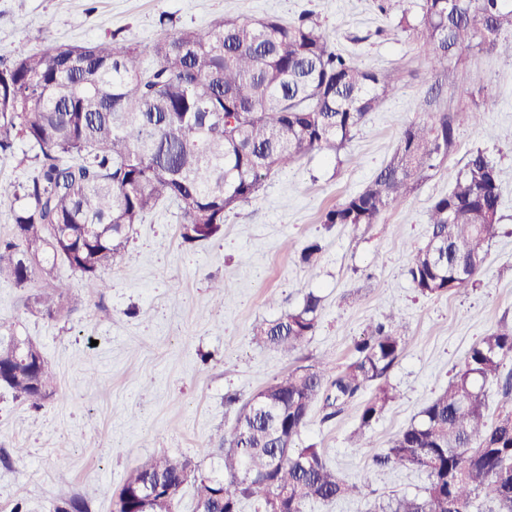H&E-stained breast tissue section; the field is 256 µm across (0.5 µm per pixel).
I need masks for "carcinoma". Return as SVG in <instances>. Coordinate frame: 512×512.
Instances as JSON below:
<instances>
[{"label": "carcinoma", "mask_w": 512, "mask_h": 512, "mask_svg": "<svg viewBox=\"0 0 512 512\" xmlns=\"http://www.w3.org/2000/svg\"><path fill=\"white\" fill-rule=\"evenodd\" d=\"M504 0H421L422 21L408 9L398 26L432 49L431 72L448 70L464 48L486 45L512 58V8ZM153 42L156 58L110 42L55 44L39 52L21 46L0 62V154L18 141L35 150L36 173L24 188L27 204L12 211L0 237V280L24 287L35 272L47 281L35 309L53 319L70 285L56 277L58 262L80 274L95 294L102 270L115 265L134 226L160 203L177 204L181 238L206 241L220 232L226 212L256 196L268 173L311 151L337 154L396 88L389 74L356 66L330 47L311 15L244 20L224 16L205 28L170 31ZM453 116L412 123L390 160L360 191L324 214L326 224L378 222L403 204L436 161L456 144ZM499 170L481 151L471 153L451 190L436 199L428 239L408 266L426 296L468 291L484 268L499 230ZM319 296L257 326L255 336L287 355L302 349L317 328ZM406 348L402 325L389 317L369 325L354 359L334 371L300 365L264 388L269 400L246 402L221 438L224 473L210 477L189 458L159 455L137 466L112 501L113 512H142L138 487H160L149 512H180V492L195 486L193 512H241L246 500L264 512H306L361 492L369 475L405 468L427 477L417 495L389 496L373 512H512V324L485 334L462 367L398 433L369 456L363 483H349L313 445L296 447L313 406L323 419L358 408L353 441L385 412L397 394L389 371ZM502 405L488 419L487 384ZM37 408L55 395V373L27 336L0 347V385ZM56 512H89L79 496Z\"/></svg>", "instance_id": "cac0c4a2"}]
</instances>
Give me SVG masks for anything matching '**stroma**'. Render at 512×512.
Instances as JSON below:
<instances>
[{"mask_svg": "<svg viewBox=\"0 0 512 512\" xmlns=\"http://www.w3.org/2000/svg\"><path fill=\"white\" fill-rule=\"evenodd\" d=\"M232 12L242 18L292 20L311 12L332 44L358 65L391 72L397 89L337 155L311 152L267 177L257 196L224 216L221 231L190 245L181 212L165 202L136 225L120 262L92 295L79 274L69 309L55 319L32 314L27 300L46 282L0 281V323L30 337L52 363L59 394L31 408L0 387V512H54L59 500L89 494L90 512H112L128 474L153 455L186 457L220 472V438L242 404L297 363L348 364L368 324L394 314L406 349L389 374L398 393L353 447L357 411L327 421L314 408L300 445L322 448L349 482L359 481L369 450H384L459 370L469 348L500 323H512V59L487 47L463 51L447 73H430L427 48L377 12L373 0H0V56L17 46L112 41L151 46L160 21L203 28ZM482 86L459 95L469 72ZM431 111L417 110L430 84ZM458 113L456 146L430 178L378 223L327 224L325 212L360 191L390 159L404 129ZM483 115L473 126L469 115ZM483 150L500 175V230L484 272L464 294L420 295L407 268L427 240L429 210L447 193L470 153ZM322 250L301 263L309 241ZM224 285L216 298L212 282ZM322 299L318 326L299 355L263 344L255 328ZM426 478L404 468L378 471L361 494L309 505L307 512H371L374 501L421 492Z\"/></svg>", "mask_w": 512, "mask_h": 512, "instance_id": "obj_1", "label": "stroma"}]
</instances>
